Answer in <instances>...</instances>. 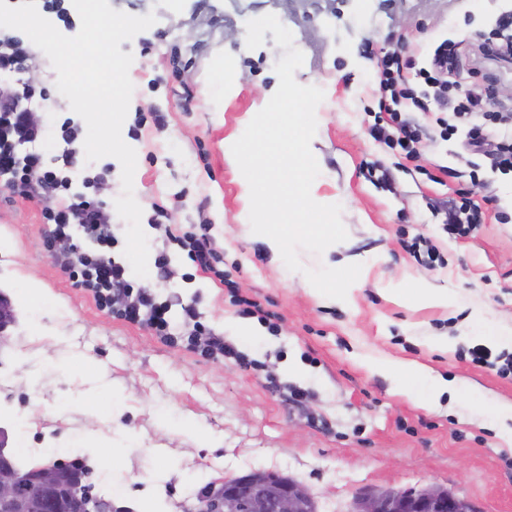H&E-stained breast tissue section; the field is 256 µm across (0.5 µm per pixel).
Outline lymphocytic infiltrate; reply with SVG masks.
<instances>
[{"label": "lymphocytic infiltrate", "mask_w": 512, "mask_h": 512, "mask_svg": "<svg viewBox=\"0 0 512 512\" xmlns=\"http://www.w3.org/2000/svg\"><path fill=\"white\" fill-rule=\"evenodd\" d=\"M404 69L399 55L383 59L378 79L382 93L388 95L389 100L381 104L380 109L386 112L392 128L390 141L411 158L417 153L420 136L402 119L399 108L406 105L425 112L429 105L426 97L417 94ZM0 177L24 197L43 201V215L51 226L49 238L61 246L55 262L64 276L89 291L97 305L112 312L114 317L147 325L161 340L173 342L167 307L158 304L147 291L134 289L125 267L112 257L111 225L92 203L69 201L71 183L68 177L46 169L39 153L16 157L13 144L1 140ZM75 224L80 225L92 241V248L83 250L73 243L71 227ZM171 240L186 251L188 259L197 268L213 274L216 280H223L224 272L219 268L221 256L211 236L185 233L172 235ZM183 322L189 343L195 344L201 356H234V348L225 344L223 336L201 322L195 306L184 307Z\"/></svg>", "instance_id": "1"}]
</instances>
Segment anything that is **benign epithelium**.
I'll return each mask as SVG.
<instances>
[{
  "label": "benign epithelium",
  "mask_w": 512,
  "mask_h": 512,
  "mask_svg": "<svg viewBox=\"0 0 512 512\" xmlns=\"http://www.w3.org/2000/svg\"><path fill=\"white\" fill-rule=\"evenodd\" d=\"M84 477L60 482L54 464L24 471L0 433V512H88ZM308 489L276 471L258 470L212 483L207 495L184 506V512H312ZM350 512H483L448 489H362L353 497Z\"/></svg>",
  "instance_id": "obj_1"
}]
</instances>
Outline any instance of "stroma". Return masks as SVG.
<instances>
[{"mask_svg": "<svg viewBox=\"0 0 512 512\" xmlns=\"http://www.w3.org/2000/svg\"><path fill=\"white\" fill-rule=\"evenodd\" d=\"M130 15L155 14L148 30L122 42L132 54L134 85L122 138L137 153L134 196L143 210L150 255L167 254L169 279L137 278L169 302L174 331L183 304L197 302L203 321L252 362L205 359L191 346L160 341L146 326L113 317L63 277L45 245L43 204L0 185V291L17 324L0 339V428L15 455L76 448L94 469L96 492L116 505L181 512L205 485L255 470L303 484L317 512H349L363 488L441 485L483 512H512V442L495 408L512 403V373L469 322L480 305L489 323H512V173L493 156L464 149L471 125L487 145L502 131L481 116L443 137L434 115L404 109L420 131L417 157L406 158L373 134L380 121L379 61L402 53L423 67L443 40L457 44L451 79L456 95L495 85L494 103L512 110V69L478 52L502 19L505 0H109ZM274 14L304 55L295 73L323 89L311 150L320 174L312 198L342 207L344 242L321 257L300 251L302 265L361 264L366 278L349 304H327L273 256L262 236L246 235L239 217L250 198L231 151L278 87L274 65L284 54L272 32L246 47L247 21ZM42 51L21 72L0 71V84L34 82L44 92L31 110L35 143L46 163L61 154L62 125L79 133L80 155L66 169L71 194L95 201L112 222V255L123 260L126 222L114 201L121 165L87 162V128L56 87ZM478 180H471V172ZM104 178L89 187L95 173ZM470 197L483 223L459 236L443 220L450 202ZM164 218H156V208ZM208 225L230 284L194 271L165 234ZM35 276L48 306L29 318L27 278ZM432 287L453 293L452 310L409 306L381 285ZM261 304L277 332L241 333L234 297ZM451 350L438 349L442 340ZM416 362L453 383L455 394L430 403L423 385L411 395L374 368L379 359Z\"/></svg>", "mask_w": 512, "mask_h": 512, "instance_id": "obj_1", "label": "stroma"}]
</instances>
